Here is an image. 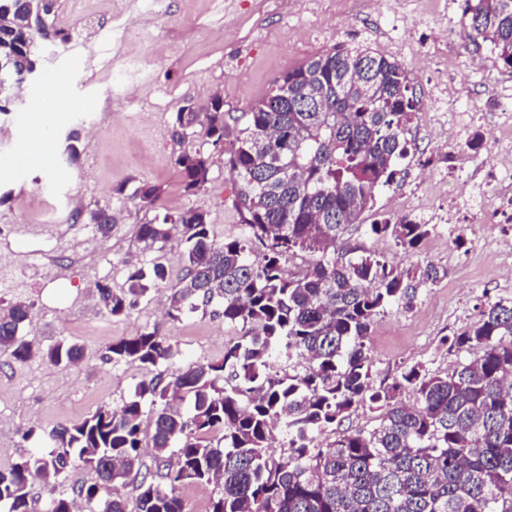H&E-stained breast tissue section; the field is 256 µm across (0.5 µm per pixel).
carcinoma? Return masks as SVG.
<instances>
[{"instance_id": "1", "label": "carcinoma", "mask_w": 512, "mask_h": 512, "mask_svg": "<svg viewBox=\"0 0 512 512\" xmlns=\"http://www.w3.org/2000/svg\"><path fill=\"white\" fill-rule=\"evenodd\" d=\"M57 10L58 0H0V65L37 67L36 37ZM466 15L468 43H489L512 69V0H466ZM413 89L399 61L333 45L285 71L238 117L232 139L221 99L176 113L178 135L229 140L246 234L218 241L209 213L189 207L139 225L138 239L159 252L174 236L183 246L184 274L167 298L171 321L216 306L224 322L249 323L255 333L226 347L221 361L144 379L130 398L77 423L28 429L25 437L36 434L47 448L0 471L4 512H30L31 482L53 489L78 462L97 482L76 487L75 498L51 499L47 512H77L78 500L99 512H128L120 488L130 483L137 512H187L176 493L184 483L217 486L208 512H512V299L485 303L453 337L450 348L476 358L444 375L412 366L388 386H373L367 340L376 317L394 304L412 308L420 287L448 275L433 265L403 271L344 240L373 207L375 191L396 182L416 150L407 138L418 112ZM175 166L186 193L205 188L209 156L184 150ZM159 196L158 187L142 184L130 199L150 209ZM88 220L108 236L107 209L89 212ZM434 230L384 214L367 228L405 249ZM297 257L303 266L286 272L283 263ZM167 275L157 257L129 262L126 287L96 285L98 305L123 317ZM29 314L22 301L0 308V353L19 363L81 359V345L70 339L42 348L22 336ZM296 354L308 361L305 371H269L272 356ZM179 355L155 329L107 347L112 363L145 369ZM407 388L418 405L398 399ZM360 405L380 411L376 427L318 444ZM147 408L154 459L167 466L158 479L141 454ZM278 433L287 452L276 459L269 450Z\"/></svg>"}]
</instances>
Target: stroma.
Returning <instances> with one entry per match:
<instances>
[{"mask_svg":"<svg viewBox=\"0 0 512 512\" xmlns=\"http://www.w3.org/2000/svg\"><path fill=\"white\" fill-rule=\"evenodd\" d=\"M99 33L95 39H38L37 74L25 82L20 98L0 114V225L38 224L45 205L57 217L50 233L0 237V260L28 265L23 279L0 270V307L15 301L30 304L23 327L27 338L48 346L69 338L84 347L82 360L66 367L34 358L18 363L0 354V469L19 455L40 450L38 439H23L30 427L78 421L102 405H117L133 394L150 370L116 365L106 358L115 339L143 329H158L176 343V365L209 363L224 355V339H242L252 329L225 324L223 318L191 313L168 321L165 310L169 285L183 273L182 247L170 240L163 250L167 287L141 298L127 316L114 318L99 310L92 292L99 283L124 287L128 262L151 259L137 239V227L155 214H173L188 207L208 212L217 239L242 236L245 228L234 206L238 179L224 153L203 136L181 140L174 134V116L185 101L210 97V87L222 83L224 108L240 116L268 95L280 74L335 44L363 45L398 60L415 79L419 112L412 125L418 133L416 152L401 165L396 182L376 193L364 226L351 229V245L365 253L393 260L400 269L426 264L454 266L455 276L424 288L411 309L388 306L372 327L369 347L375 360V386L384 387L404 368L420 365L444 374L458 360L443 337L459 333L490 299L512 298V280L501 275L504 253L512 250V227L478 222L480 213L495 207L481 180L464 172L444 179L418 181L420 164L435 157L427 111L436 102L438 82L454 85L458 95L449 120L458 123L454 150H466L473 133H482L487 149L498 145L493 99L512 96V69L491 54L489 44L462 43L455 20L456 0H288L287 14L275 12L270 0H166L167 15L150 18L133 14L134 0H96ZM126 10L140 39L122 45L112 39L113 15ZM143 54L148 68L124 76V53ZM63 98L62 116H50L49 150L52 166L30 164L20 156L23 139L41 98ZM108 122H101L103 108ZM79 132L77 162L62 155L65 137ZM197 149L211 158L204 191L184 192L173 160L181 151ZM159 186V211L141 209L130 195L135 186ZM420 208L421 220L435 224L439 206L451 203L458 221L466 222L467 240L486 249L465 260L464 247H448L451 224H435V233L416 249L404 250L389 237L366 231L375 213L398 216L405 204ZM111 210L108 236L84 224L73 228L78 213Z\"/></svg>","mask_w":512,"mask_h":512,"instance_id":"1","label":"stroma"}]
</instances>
